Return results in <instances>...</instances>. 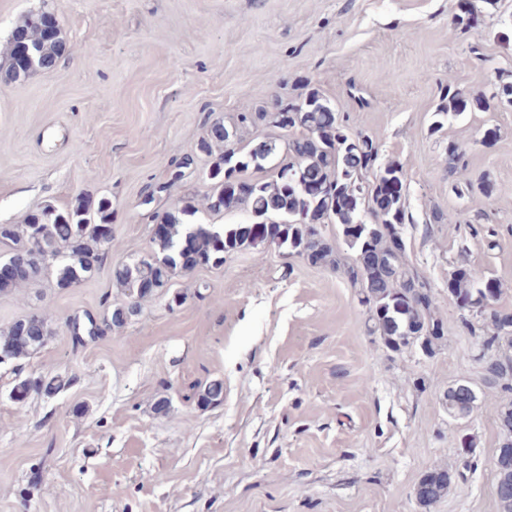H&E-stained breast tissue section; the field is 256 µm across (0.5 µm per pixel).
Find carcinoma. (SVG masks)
Segmentation results:
<instances>
[{
	"instance_id": "1",
	"label": "carcinoma",
	"mask_w": 512,
	"mask_h": 512,
	"mask_svg": "<svg viewBox=\"0 0 512 512\" xmlns=\"http://www.w3.org/2000/svg\"><path fill=\"white\" fill-rule=\"evenodd\" d=\"M62 51L60 35H47L31 13L12 35L4 79H28L51 67ZM496 98L512 104V84L489 96L483 93L470 99L447 88L435 113L439 117L435 126L466 111L471 102L488 112ZM259 125L293 133L285 142L289 160L278 165L272 180H256L255 189L244 193L238 188V179L251 169H264L277 152L273 140L251 148L235 147L244 130ZM199 150L211 157L203 172L208 185L203 196L206 209L214 213L244 210L248 222L219 227L203 224L197 220L196 197L179 200L160 217L162 230L152 233L151 252L116 270L126 300L116 303L100 323L90 316L84 328L76 319L68 322L75 340L126 324L139 314L141 300L163 294L178 275L200 266L220 268L234 253L256 248L268 238L287 256L310 265L327 264L334 249L323 227L334 224L354 253L342 274L359 289L360 303L369 313L370 334L380 337L393 352L412 347L433 352L435 342L444 336L443 323L433 314L429 283L404 259L402 234L406 225L414 223L406 203V166L397 160L380 161L373 138L350 132L319 90L312 88L299 101L274 112L261 108L241 114L230 127L216 121ZM448 159L455 186L488 191L486 183L474 186L466 154L458 146H448ZM110 223L109 198L95 202L80 195L66 210L45 205L28 213L21 224H0V245L4 247L0 252V292L48 275L55 277L59 288L88 280L112 252V243L100 234V225ZM454 270L449 296L472 316L467 321L471 332L481 336L487 348L500 342L512 344V311L496 308L502 288L488 292L485 283L489 277L476 266L461 264ZM51 336L45 317L31 313L0 334V352L10 363L27 358ZM65 385L66 380L59 376L18 378L11 395L20 403L32 392L52 395ZM222 394V383H212L200 394L199 404L209 406ZM474 398L465 384L449 388L448 413L469 414ZM498 421L504 439L493 460L495 494L499 512H512V402L501 409ZM453 485L450 473L435 467L420 481L416 496L431 504Z\"/></svg>"
}]
</instances>
